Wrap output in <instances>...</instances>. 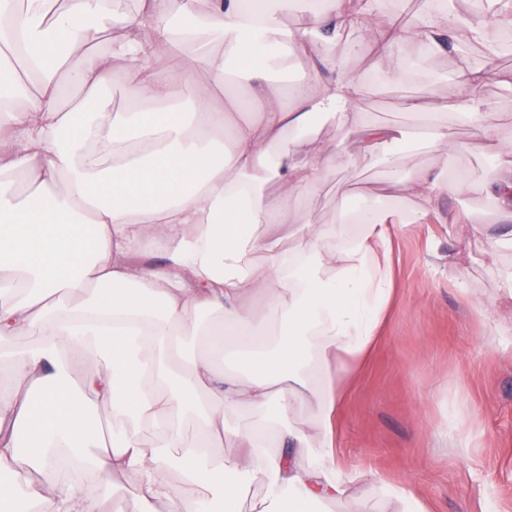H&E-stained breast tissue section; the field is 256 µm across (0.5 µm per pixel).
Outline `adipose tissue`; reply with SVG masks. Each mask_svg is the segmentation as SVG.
I'll use <instances>...</instances> for the list:
<instances>
[{"label": "adipose tissue", "instance_id": "adipose-tissue-1", "mask_svg": "<svg viewBox=\"0 0 512 512\" xmlns=\"http://www.w3.org/2000/svg\"><path fill=\"white\" fill-rule=\"evenodd\" d=\"M11 4L0 0V16L11 17L0 25V363L15 391L0 398V512L22 496L41 512H119L116 471L135 475L137 512L157 502L200 512L217 500L225 512L242 503L247 512H324L349 499L350 473L335 451L339 382L363 364L389 303L396 214L360 213L354 236L347 199L327 226L298 215L302 191L335 164L374 159L319 138L301 160L278 146L315 114L340 131L358 128L363 87L334 48L365 27L388 54L406 41L459 55L485 46L484 64L463 66L446 93L429 87L405 104L439 162L467 151L453 126L489 135L484 86L494 75L512 85V72L496 71L489 37L512 28V0H482L475 20L443 4L404 28L369 24L395 0H304L311 24L302 33L281 20L293 0H137L127 12L112 0H69L52 15L45 0H27L20 13ZM145 29L158 48L141 41ZM218 42L228 52L215 51ZM161 48L182 50L177 76L157 71ZM297 65L310 71L287 95L267 86L268 74ZM116 70L134 91L123 112L107 91ZM246 76L252 99L225 97ZM21 169L31 176L23 196L9 191ZM392 184L410 201L412 223L434 215L451 189L482 193L512 216V148L497 152L494 176L478 184L441 172ZM149 243L163 264L144 262ZM258 296L263 305H253ZM206 312L220 323L202 327ZM21 334L36 345L10 349ZM186 336L203 337L206 356L187 359ZM77 363L88 370L79 382L69 378ZM330 365L335 379H319ZM97 399L112 409L106 435L87 424ZM241 408L257 421L229 431L227 414ZM188 412L198 417L190 447ZM216 437L239 454L214 461ZM54 442L89 460L96 493L55 477L46 453ZM258 474L264 490L252 500Z\"/></svg>", "mask_w": 512, "mask_h": 512}]
</instances>
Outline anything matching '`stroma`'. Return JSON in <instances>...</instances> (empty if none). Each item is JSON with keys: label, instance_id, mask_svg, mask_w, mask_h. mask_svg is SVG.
Listing matches in <instances>:
<instances>
[{"label": "stroma", "instance_id": "1", "mask_svg": "<svg viewBox=\"0 0 512 512\" xmlns=\"http://www.w3.org/2000/svg\"><path fill=\"white\" fill-rule=\"evenodd\" d=\"M346 37L358 45L347 68L367 87L363 122L399 128L409 144L367 169L328 170L307 188L303 209L321 224L343 196L362 199L371 209L408 212V203L388 189L392 173H426L437 162L423 125L402 105L403 97L420 94V82L398 92L379 90L376 80L394 57L378 55L365 31ZM403 53L425 58L441 92L446 77L482 60L470 49L461 58L432 55L416 43L405 44ZM484 95L494 141L455 127L469 150L448 158L449 172L465 171L478 180L494 169V143H512V87L492 79ZM439 208L395 239L391 303L378 342L348 383L335 426L344 458L369 469L355 474L351 485L360 512H397L379 490L381 477L409 487L430 512H512V313L497 315L489 308L499 291L497 271L512 266V250L488 259L484 235L499 222L481 193L447 195ZM463 212L473 224L459 223Z\"/></svg>", "mask_w": 512, "mask_h": 512}]
</instances>
